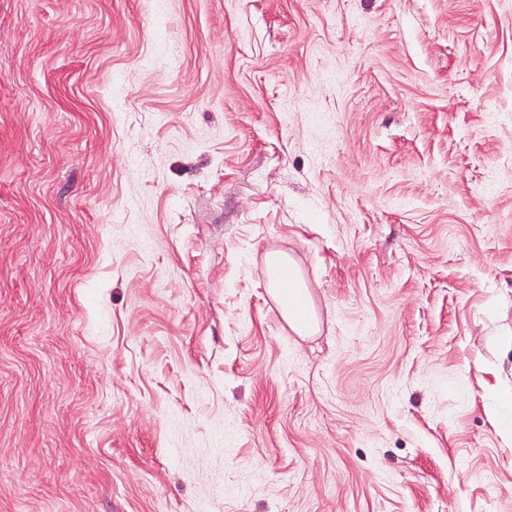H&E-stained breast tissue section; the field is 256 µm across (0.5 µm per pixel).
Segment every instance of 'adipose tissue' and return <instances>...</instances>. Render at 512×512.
I'll list each match as a JSON object with an SVG mask.
<instances>
[{
  "label": "adipose tissue",
  "mask_w": 512,
  "mask_h": 512,
  "mask_svg": "<svg viewBox=\"0 0 512 512\" xmlns=\"http://www.w3.org/2000/svg\"><path fill=\"white\" fill-rule=\"evenodd\" d=\"M266 276L283 318L292 330L301 336L318 330L315 316H304L308 292L296 261L282 251H270L265 256Z\"/></svg>",
  "instance_id": "1"
}]
</instances>
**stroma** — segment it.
<instances>
[{
    "label": "stroma",
    "instance_id": "1",
    "mask_svg": "<svg viewBox=\"0 0 512 512\" xmlns=\"http://www.w3.org/2000/svg\"><path fill=\"white\" fill-rule=\"evenodd\" d=\"M507 327L512 0H0V512H512ZM266 276L273 289L283 318L299 336H310L319 329L312 311L307 318L302 313L308 292L296 261L286 252L269 251L265 256ZM288 269V274L285 270ZM313 330V331H311Z\"/></svg>",
    "mask_w": 512,
    "mask_h": 512
}]
</instances>
